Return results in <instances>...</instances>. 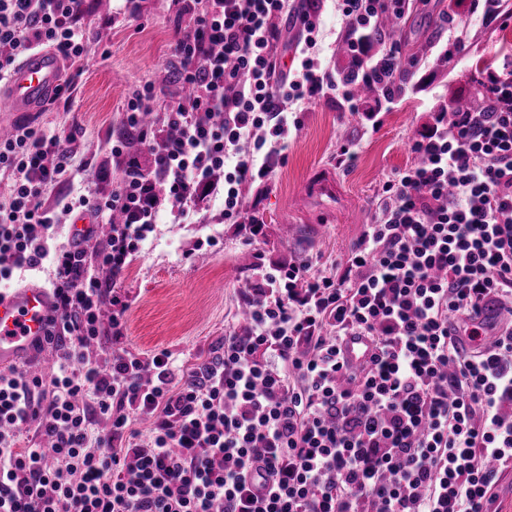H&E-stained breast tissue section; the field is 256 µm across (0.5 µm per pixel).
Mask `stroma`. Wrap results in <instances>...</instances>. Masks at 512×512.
I'll list each match as a JSON object with an SVG mask.
<instances>
[{
	"label": "stroma",
	"mask_w": 512,
	"mask_h": 512,
	"mask_svg": "<svg viewBox=\"0 0 512 512\" xmlns=\"http://www.w3.org/2000/svg\"><path fill=\"white\" fill-rule=\"evenodd\" d=\"M314 9L325 34L318 58L331 71L342 58L338 39L344 26L334 0H316ZM445 11L444 0L416 5L399 33L403 55L417 58V75L429 78L413 95L394 99L371 121L334 99L302 105L301 126L285 160L269 180L244 188L265 222L258 252L243 248V225L225 223L222 197L188 224L171 223L169 214L161 213L145 250L118 283L130 303L125 343L132 351L144 357L166 351L184 364L206 355L242 326L239 290L254 278L257 262L307 257L315 273L343 272L351 247L377 211L384 184L415 163L409 141L427 113L451 108L456 98H472L475 71L496 66L500 54L512 52V21L485 16L471 0H461L455 20ZM187 17L182 0H114L111 13L91 10L96 28L110 36L66 68L68 86L35 111L0 112V125L24 123L72 147L71 170L46 190V206L66 195L111 191L122 168L112 157V140L125 132L129 92L151 84L160 102L180 93L167 60L174 31ZM452 36L464 39L469 51L454 68L439 67L436 61ZM423 44L428 52L421 57ZM345 145L351 155H342ZM324 166L335 167L343 196L331 205L334 223L306 228L295 206L307 181Z\"/></svg>",
	"instance_id": "1"
}]
</instances>
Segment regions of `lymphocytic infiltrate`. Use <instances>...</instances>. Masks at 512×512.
<instances>
[{"label": "lymphocytic infiltrate", "mask_w": 512, "mask_h": 512, "mask_svg": "<svg viewBox=\"0 0 512 512\" xmlns=\"http://www.w3.org/2000/svg\"><path fill=\"white\" fill-rule=\"evenodd\" d=\"M203 2L172 43L191 94L166 103L161 123L180 134L142 130L155 95L132 91L124 124L153 164L127 161L111 195L46 207L70 150L24 124L0 139L11 174L0 282L52 266L48 343L60 352L46 377L0 372V512H490L512 469V320L488 343L480 317L492 302L512 317V57L482 74L469 111L431 113L410 144L419 163L385 184L343 275L313 273L307 258L260 267L241 290L248 327L185 367L125 348L129 304L114 285L160 211L179 224L223 196L225 220L245 219L256 247L263 222L242 188L282 162L300 127L292 105L362 106L348 73L315 57L314 13L292 0ZM337 2L357 70L406 72L399 45L375 32L413 0ZM295 16L300 64L288 69L275 49L280 20ZM90 33L86 0H0V81L45 46L87 55ZM77 210L125 221L95 253L53 249ZM349 336L372 344L360 364L342 355ZM103 337L114 350L99 364L85 350ZM100 416L110 430H95ZM32 425L40 445L19 447Z\"/></svg>", "instance_id": "obj_1"}]
</instances>
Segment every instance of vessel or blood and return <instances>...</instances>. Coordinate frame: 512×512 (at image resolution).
Returning <instances> with one entry per match:
<instances>
[{
    "label": "vessel or blood",
    "instance_id": "b4317fda",
    "mask_svg": "<svg viewBox=\"0 0 512 512\" xmlns=\"http://www.w3.org/2000/svg\"><path fill=\"white\" fill-rule=\"evenodd\" d=\"M62 68L52 53L38 49L16 65L7 82L6 101L15 111H29L42 103L60 83ZM315 193L339 191L334 168L318 170L308 185ZM53 297L50 288L37 278L11 292H0V370L17 366L33 356L49 331ZM371 345L366 337L350 336L343 343L344 357L353 363L364 361Z\"/></svg>",
    "mask_w": 512,
    "mask_h": 512
}]
</instances>
